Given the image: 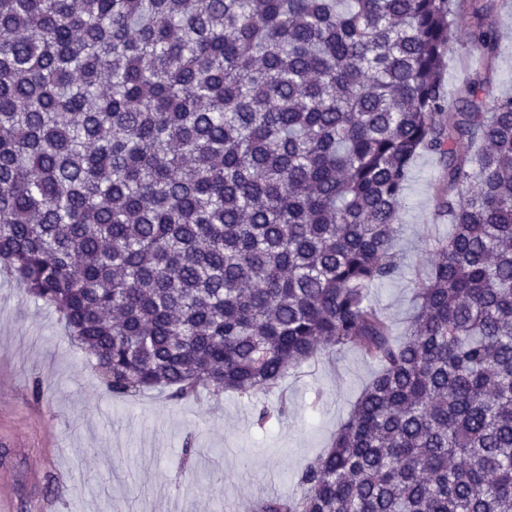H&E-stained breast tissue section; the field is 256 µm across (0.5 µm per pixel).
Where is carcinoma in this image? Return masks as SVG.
<instances>
[{
    "mask_svg": "<svg viewBox=\"0 0 512 512\" xmlns=\"http://www.w3.org/2000/svg\"><path fill=\"white\" fill-rule=\"evenodd\" d=\"M495 0H0V265L106 393L249 397L328 347L377 370L254 512H512V95ZM478 64L452 109L447 53ZM467 150H460V144ZM448 236L393 336L416 157ZM500 35L498 65L493 77V93L512 92V0H499L490 18Z\"/></svg>",
    "mask_w": 512,
    "mask_h": 512,
    "instance_id": "1",
    "label": "carcinoma"
}]
</instances>
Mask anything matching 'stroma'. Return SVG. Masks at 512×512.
Segmentation results:
<instances>
[{"label": "stroma", "mask_w": 512, "mask_h": 512, "mask_svg": "<svg viewBox=\"0 0 512 512\" xmlns=\"http://www.w3.org/2000/svg\"><path fill=\"white\" fill-rule=\"evenodd\" d=\"M494 93L512 92V0H498ZM442 167L420 155L406 191L397 277L369 290L401 333L414 308L419 262L449 224L437 213ZM375 372L355 348L326 351L261 399L200 391L179 402L150 390L105 394L58 313L18 280L0 279V506L7 512H250L291 492L294 475L326 448ZM47 390L34 399L35 380ZM282 415L256 426L257 403ZM196 456L182 461L185 444Z\"/></svg>", "instance_id": "35a3bbf8"}]
</instances>
